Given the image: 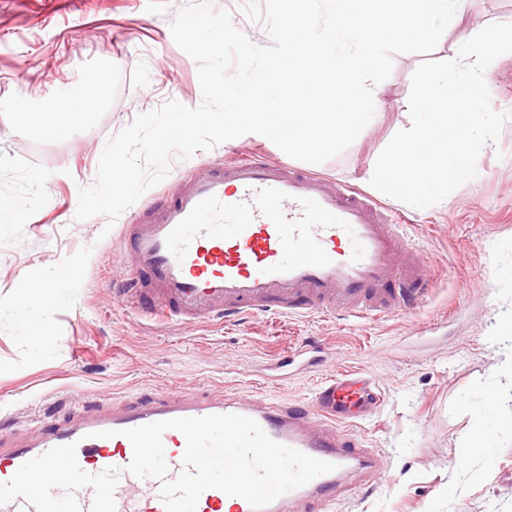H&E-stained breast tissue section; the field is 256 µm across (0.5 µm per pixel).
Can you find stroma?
Returning a JSON list of instances; mask_svg holds the SVG:
<instances>
[{
    "instance_id": "stroma-1",
    "label": "stroma",
    "mask_w": 512,
    "mask_h": 512,
    "mask_svg": "<svg viewBox=\"0 0 512 512\" xmlns=\"http://www.w3.org/2000/svg\"><path fill=\"white\" fill-rule=\"evenodd\" d=\"M189 0H0V200L19 223L0 234V430L41 425L64 405L77 408L177 385L269 395L307 403L344 369H367L382 402L353 429L381 458L378 478L351 477L326 512H512V350L490 343L512 322V54L485 81L493 109L508 114L497 143L485 145L481 173L426 209L382 197L407 241L424 250L433 287L414 310L381 319L258 314L190 328L159 325L122 301L127 271L119 248L127 225L158 209L177 178L202 163L261 154L284 159L270 140L239 137L186 160L148 189L114 225L76 220L79 189L96 177L106 140L165 101H202L196 62L170 24ZM512 21V0H470L460 31ZM423 57L397 54L383 81L384 115L341 155L313 172L369 190L367 173L394 134L410 125L411 76ZM91 83L100 99L89 122L63 139L34 135L29 111H53ZM78 265L70 295L47 314L54 352L36 353L14 307L30 281ZM320 344L314 367L269 366L288 345ZM502 398L477 418L488 392ZM496 446L460 460L475 426Z\"/></svg>"
}]
</instances>
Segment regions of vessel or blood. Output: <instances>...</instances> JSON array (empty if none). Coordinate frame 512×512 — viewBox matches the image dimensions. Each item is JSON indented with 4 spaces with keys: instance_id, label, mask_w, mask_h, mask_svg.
I'll return each instance as SVG.
<instances>
[{
    "instance_id": "obj_1",
    "label": "vessel or blood",
    "mask_w": 512,
    "mask_h": 512,
    "mask_svg": "<svg viewBox=\"0 0 512 512\" xmlns=\"http://www.w3.org/2000/svg\"><path fill=\"white\" fill-rule=\"evenodd\" d=\"M121 248L132 282L124 299L183 325L268 312L365 318L411 306L430 284L425 252L371 195L262 156L199 166L153 219L131 226ZM377 403L375 379L349 369L302 405L176 387L70 409L12 445L0 442V512H165L159 481L128 473L133 448L123 430L215 414L252 418L273 440L334 463L264 510L323 512L354 466L377 465L349 433ZM163 444L178 473L183 434L166 431Z\"/></svg>"
}]
</instances>
